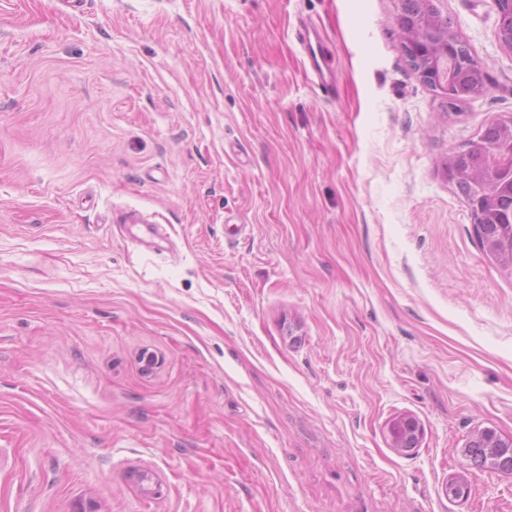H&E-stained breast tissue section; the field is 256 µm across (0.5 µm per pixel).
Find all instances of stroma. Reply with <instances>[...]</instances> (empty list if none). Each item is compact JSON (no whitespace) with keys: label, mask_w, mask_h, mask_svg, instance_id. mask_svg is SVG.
<instances>
[{"label":"stroma","mask_w":512,"mask_h":512,"mask_svg":"<svg viewBox=\"0 0 512 512\" xmlns=\"http://www.w3.org/2000/svg\"><path fill=\"white\" fill-rule=\"evenodd\" d=\"M435 5L453 112L399 0H0V512H512L463 454L512 437V271L443 169L512 49ZM433 0H422L424 8L416 15L402 12L396 19L405 53L419 63L420 81L448 100V105L465 102L486 88L483 66L470 50L442 24ZM430 59L424 65V59ZM464 95V98H460ZM298 37L307 47L309 63L318 79L319 87L327 93L332 92L335 83L334 73L326 60L324 48L319 41L316 31L308 30L304 33L300 28ZM388 432L391 447L400 453L412 451L418 445L420 427L412 417H401L392 421Z\"/></svg>","instance_id":"35a3bbf8"}]
</instances>
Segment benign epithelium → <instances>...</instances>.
Wrapping results in <instances>:
<instances>
[{
    "label": "benign epithelium",
    "mask_w": 512,
    "mask_h": 512,
    "mask_svg": "<svg viewBox=\"0 0 512 512\" xmlns=\"http://www.w3.org/2000/svg\"><path fill=\"white\" fill-rule=\"evenodd\" d=\"M505 8L511 20L508 27L498 26L500 42L512 49V0H495ZM424 8L415 16L405 12L396 19L405 53L419 63L416 73L422 83L450 103L467 101L486 88L483 66L470 50L442 24V16L433 0H422ZM448 178L475 180L478 192L467 200L471 223L475 228L487 222L499 224V234L512 237V148L503 152L488 150L482 138L469 141L460 151L448 155L444 162ZM391 447L406 453L417 447L420 427L412 417L391 422ZM468 450H485L497 468L512 472V439L506 441L485 429L472 435L465 444Z\"/></svg>",
    "instance_id": "obj_1"
}]
</instances>
